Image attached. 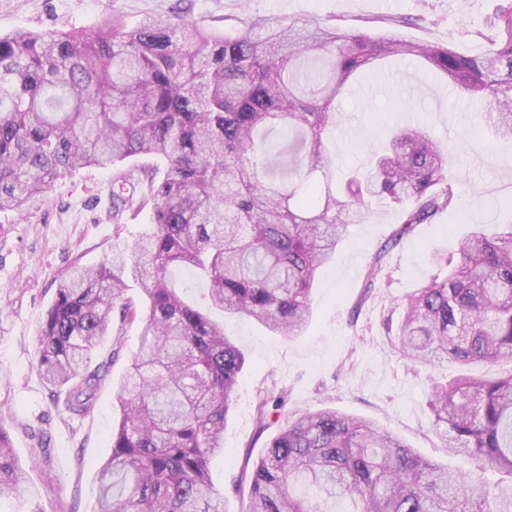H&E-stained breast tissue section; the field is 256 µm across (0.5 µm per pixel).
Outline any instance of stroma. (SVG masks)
I'll return each instance as SVG.
<instances>
[{"label":"stroma","instance_id":"35a3bbf8","mask_svg":"<svg viewBox=\"0 0 512 512\" xmlns=\"http://www.w3.org/2000/svg\"><path fill=\"white\" fill-rule=\"evenodd\" d=\"M498 0H0V36L19 30H79L112 21L134 27L147 16L174 15L208 29L235 31L249 17L285 20L338 17L356 27L363 20L402 18L399 34L477 53L476 32ZM388 76L358 83L336 99L342 120L328 141L337 161L364 167L371 146L388 125L422 124L431 137L456 147L457 204L429 224L417 225L393 249L398 208L373 203L365 223L351 228L336 255L317 276L312 319L305 335H270L260 325L225 320L245 365L224 428V453L212 463L215 486L228 493L230 512H244L246 496L232 486L250 471L269 436L283 425L270 416L266 434L256 427L257 396L274 384L288 395L287 411L335 408L372 420L425 457L461 470L473 460L452 457L432 425L431 381L457 375L456 364L417 367L399 357L388 318L399 317L408 296L435 269L434 251L454 252L475 224L512 221V142L484 128L479 102L457 99L452 86L420 74L404 60L388 61ZM471 138H463V131ZM112 170L86 167L57 180L25 212L0 211V427L8 432L26 473L20 491L0 494V512H97L98 469L111 453L120 414L116 400L125 366L139 347L138 324L93 357L109 361L93 413L77 416L66 394L50 392L37 369L39 325L59 278L72 264L111 260L144 232L149 211L112 214ZM382 256L383 271L369 298L361 292L368 267Z\"/></svg>","mask_w":512,"mask_h":512}]
</instances>
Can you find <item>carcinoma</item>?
I'll return each instance as SVG.
<instances>
[{"label": "carcinoma", "instance_id": "cac0c4a2", "mask_svg": "<svg viewBox=\"0 0 512 512\" xmlns=\"http://www.w3.org/2000/svg\"><path fill=\"white\" fill-rule=\"evenodd\" d=\"M484 51L321 19L255 17L234 33L185 27L176 15L93 34L22 30L0 36V210H23L63 174L144 159L151 224L117 264L77 266L39 332L45 384L68 409L95 406L110 336L138 323L141 342L120 382L111 456L98 471L100 512H229L211 480L245 357L207 308L299 336L319 269L367 203L403 217L385 247L453 206L451 148L418 124L387 130L370 168L343 174L326 146L336 97L388 58L418 63L483 102L485 125L512 141V0L484 29ZM284 139H267L273 130ZM439 274L406 301L398 351L414 363H455L432 387L433 426L455 472L374 422L335 409L291 412L248 476L245 512H512V369L474 376L475 363H512V224L478 226ZM189 270L208 289L193 303L172 280ZM130 278L140 299L126 297ZM285 405L273 385L256 422ZM487 472L504 479L490 484ZM22 474L0 429V493Z\"/></svg>", "mask_w": 512, "mask_h": 512}]
</instances>
